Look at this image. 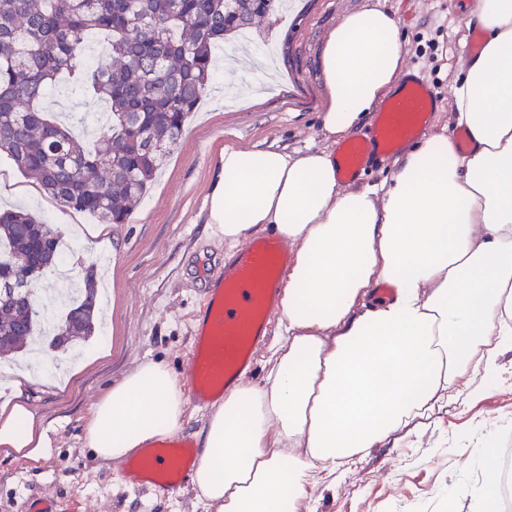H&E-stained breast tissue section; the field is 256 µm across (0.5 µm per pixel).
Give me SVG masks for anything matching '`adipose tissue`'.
<instances>
[{
    "label": "adipose tissue",
    "instance_id": "adipose-tissue-1",
    "mask_svg": "<svg viewBox=\"0 0 512 512\" xmlns=\"http://www.w3.org/2000/svg\"><path fill=\"white\" fill-rule=\"evenodd\" d=\"M468 24L483 45L451 121L472 150L429 139L381 187H340L331 146L395 85L403 60L397 18L367 5L321 51L329 148L221 151L208 225L232 247L269 225L293 258L263 381L226 395L200 434L193 487L204 512H314L315 489L344 461L416 434L459 378L495 379L512 350V0H477ZM383 280L396 300L373 301ZM184 416L174 375L149 362L93 404L85 445L120 461ZM48 443L28 404L0 410V448L17 460L37 461Z\"/></svg>",
    "mask_w": 512,
    "mask_h": 512
}]
</instances>
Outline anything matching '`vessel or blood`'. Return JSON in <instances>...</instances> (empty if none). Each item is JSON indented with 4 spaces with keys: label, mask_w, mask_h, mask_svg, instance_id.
<instances>
[{
    "label": "vessel or blood",
    "mask_w": 512,
    "mask_h": 512,
    "mask_svg": "<svg viewBox=\"0 0 512 512\" xmlns=\"http://www.w3.org/2000/svg\"><path fill=\"white\" fill-rule=\"evenodd\" d=\"M437 108L434 88L420 72L408 71L375 112L370 130L339 147L338 180L356 182L366 167L385 164L425 138ZM289 262L286 241L258 236L225 259L223 271L211 280L184 370L187 392L198 406L216 405L254 371L257 350L280 311ZM201 454L190 436L172 435L140 449L123 463L120 476L166 495L190 481Z\"/></svg>",
    "instance_id": "obj_1"
}]
</instances>
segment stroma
<instances>
[{
  "label": "stroma",
  "instance_id": "stroma-1",
  "mask_svg": "<svg viewBox=\"0 0 512 512\" xmlns=\"http://www.w3.org/2000/svg\"><path fill=\"white\" fill-rule=\"evenodd\" d=\"M476 0H290L279 24L261 20L267 42L251 62L228 78L222 61L236 53L226 42L211 83L178 146L167 157L130 223L99 231L96 218L60 207L38 184L0 157V207L22 205L59 235L83 230L79 257L109 251L103 269L106 320L79 342L83 367L52 387L17 394L0 378V409L23 399L46 429L50 446L36 463H21L0 449V512H27L38 497L78 499L86 512H202L192 487L159 495L125 484L118 464L91 460L84 441L90 407L123 377L147 362L182 374L192 326L204 306L206 274L220 270L230 249L207 225V201L221 149L277 148L297 155L325 149L320 126L326 90L319 76L328 33L348 12L375 5L394 14L406 68L434 86L440 106L434 135L450 132L453 89L468 59L466 21ZM500 378L480 386L477 377L457 384L459 399L435 412L412 439L366 449L361 461L335 483L314 493L316 512H438L454 500L455 512H475L464 487L483 479L481 457L497 446L500 422H512V351L499 358Z\"/></svg>",
  "mask_w": 512,
  "mask_h": 512
}]
</instances>
